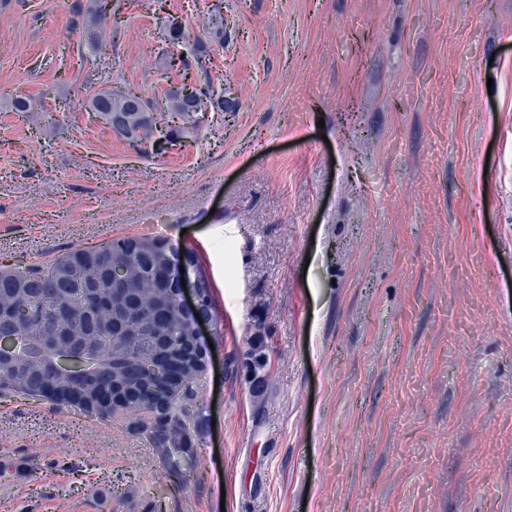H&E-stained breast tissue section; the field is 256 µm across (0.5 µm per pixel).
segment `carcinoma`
<instances>
[{"instance_id": "1", "label": "carcinoma", "mask_w": 512, "mask_h": 512, "mask_svg": "<svg viewBox=\"0 0 512 512\" xmlns=\"http://www.w3.org/2000/svg\"><path fill=\"white\" fill-rule=\"evenodd\" d=\"M71 12L72 23L84 24L86 40L99 55L107 56L98 41L97 26L118 16L114 0H74ZM210 24L213 35L224 39L221 5H213ZM205 64L206 49L201 45L164 57L166 69L184 76L195 69L204 77L170 91L161 103L108 85L91 93L83 106L112 128L114 116H121L117 134L137 145L148 143L152 153L160 154L173 139L199 134L197 114L224 111V93L214 90ZM156 112L169 113L180 125L157 128ZM168 257L169 244L162 239L126 237L72 249L44 267H1L0 336L12 337L19 346L10 360L0 362V391L44 398L51 388H77L86 398L96 399L102 390L110 389L121 396L115 409L60 400L55 404L108 422L127 418V428L146 435L167 469L178 475L192 461L188 406L197 397L202 365L201 348L164 279ZM114 269L126 277L125 297L112 295ZM56 297L66 306L60 318L50 315L38 322L29 318L28 309L48 307ZM58 335L86 349V368L78 379L57 364L53 337ZM168 355L182 362L180 380L171 387L164 375ZM245 356L253 373L264 369L261 337H256Z\"/></svg>"}]
</instances>
